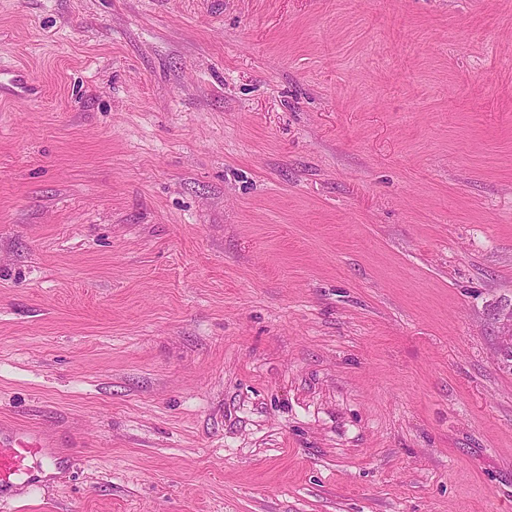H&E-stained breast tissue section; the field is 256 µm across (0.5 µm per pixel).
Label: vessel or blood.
<instances>
[{"instance_id":"vessel-or-blood-1","label":"vessel or blood","mask_w":512,"mask_h":512,"mask_svg":"<svg viewBox=\"0 0 512 512\" xmlns=\"http://www.w3.org/2000/svg\"><path fill=\"white\" fill-rule=\"evenodd\" d=\"M40 87L28 74L0 68V97L32 101L39 97ZM45 445L33 434L17 427H0V506L15 481L31 475L30 459L43 456Z\"/></svg>"}]
</instances>
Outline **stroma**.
Segmentation results:
<instances>
[{
	"label": "stroma",
	"instance_id": "1",
	"mask_svg": "<svg viewBox=\"0 0 512 512\" xmlns=\"http://www.w3.org/2000/svg\"><path fill=\"white\" fill-rule=\"evenodd\" d=\"M15 512H512V0H0ZM40 87L28 74L0 68V96L2 99L32 101L39 97ZM493 320L497 332L496 338L499 351L503 354H508L512 369V307L499 308L494 314ZM46 445L33 434L17 427H0V506L8 499L6 492L23 475L31 478L32 467L28 461L44 455Z\"/></svg>",
	"mask_w": 512,
	"mask_h": 512
}]
</instances>
